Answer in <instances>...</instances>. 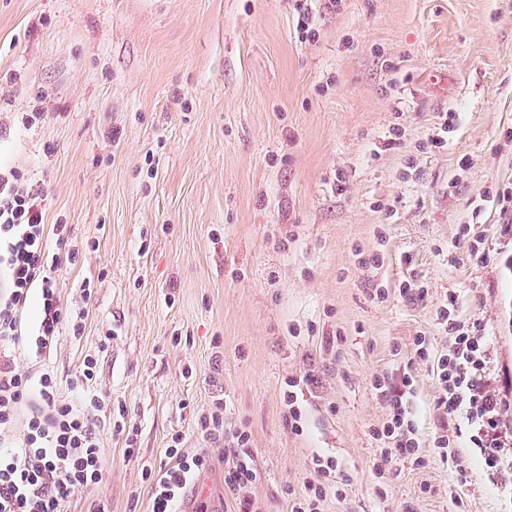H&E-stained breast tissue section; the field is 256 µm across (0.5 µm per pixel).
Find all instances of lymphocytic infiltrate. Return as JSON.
Listing matches in <instances>:
<instances>
[{
    "instance_id": "1",
    "label": "lymphocytic infiltrate",
    "mask_w": 512,
    "mask_h": 512,
    "mask_svg": "<svg viewBox=\"0 0 512 512\" xmlns=\"http://www.w3.org/2000/svg\"><path fill=\"white\" fill-rule=\"evenodd\" d=\"M45 207L41 192L18 172L0 176V343L22 342L41 355L56 347L62 329L81 334L93 302L88 285L81 290L80 304L61 300L53 268L75 264L77 253L70 250L48 261ZM35 286L42 310L34 332L26 334L21 318ZM437 318L451 343L435 364V407L453 421V431L438 433L432 455H424L410 411L412 377L395 386L385 376H375L372 385L388 408L383 423L372 430L385 444L374 465L375 476L385 478L397 461L426 467L435 455L454 460L459 479L467 480L468 468L457 453V439L464 436L484 461L490 480L507 484L512 479V438L503 433L507 406L487 381L484 328L460 319L453 295L438 306ZM96 377V358L85 356L72 382L80 394L79 403L73 404L61 399L53 369L34 372L0 365V512H62L65 502L100 481L97 414L104 403L93 389ZM201 427L207 436L224 440V452L217 459L224 464L225 495L234 500L237 512H258L248 496L257 478L250 432L220 410L203 418ZM166 457L165 463L146 472L152 512H178L195 477L217 460L206 451L175 445L167 448ZM310 471L311 479L289 501L290 512H321L328 496L345 493L336 481L340 465L335 456L313 457Z\"/></svg>"
}]
</instances>
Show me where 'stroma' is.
Instances as JSON below:
<instances>
[{
  "label": "stroma",
  "mask_w": 512,
  "mask_h": 512,
  "mask_svg": "<svg viewBox=\"0 0 512 512\" xmlns=\"http://www.w3.org/2000/svg\"><path fill=\"white\" fill-rule=\"evenodd\" d=\"M0 0V169L46 198L76 264L63 301L94 302L81 337L43 359L62 397L85 356L108 407L102 479L65 503L152 512L143 471L217 399L245 423L261 512H289L313 456L341 463L346 496L323 512H512L470 448L374 475L387 409L372 380L414 378L422 446L443 425L432 361L448 295L490 339L487 377L512 398V0ZM26 112L40 113L34 124ZM456 122H449V113ZM472 225L492 259L458 245ZM379 264H370V257ZM417 279L425 301L400 296ZM386 289L378 300L377 289ZM430 361L410 363L415 336ZM312 374L306 428L290 431L288 380Z\"/></svg>",
  "instance_id": "35a3bbf8"
}]
</instances>
